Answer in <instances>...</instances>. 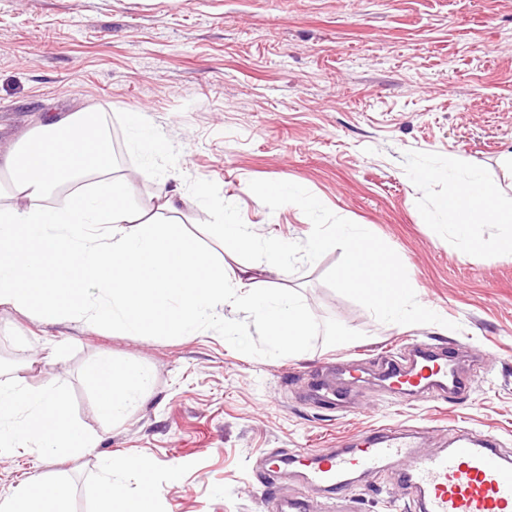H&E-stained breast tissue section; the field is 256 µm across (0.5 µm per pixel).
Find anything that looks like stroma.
<instances>
[{"label":"stroma","instance_id":"obj_1","mask_svg":"<svg viewBox=\"0 0 512 512\" xmlns=\"http://www.w3.org/2000/svg\"><path fill=\"white\" fill-rule=\"evenodd\" d=\"M87 108L118 134L113 174L135 218L152 215L158 185L131 146L132 112L166 145L155 169L186 198L175 224L228 266L242 260L201 230L208 215L187 179L214 181L256 234L301 242L312 223L300 208L269 210L248 187L294 182L392 247L418 302L445 323H382L334 292L322 277L338 248L271 278L311 315L307 346L292 355L244 312L230 315L250 330L238 351L220 324L125 336L104 321L51 325L0 306V351L12 356L0 377L20 366L31 387L64 386L72 415L98 436L81 456H1L0 492L40 476L65 489L70 512H99V460L115 456L148 463L123 483L130 501L143 500L144 479L157 486L146 512H275L299 487L291 469L263 475L276 450L391 426L416 431L426 451L462 430L492 434L512 455V256L494 248V224L475 227L490 249L465 251L437 216L447 182L423 188L411 175L455 158L512 198L500 166L512 152V0H0V153L48 115ZM413 339L453 345L468 390L398 398L383 388L381 357ZM101 355L154 373L144 405L119 425L97 414L85 381ZM353 360L362 379L346 406L318 402L313 379L342 383ZM399 473L356 476L343 512H404Z\"/></svg>","mask_w":512,"mask_h":512}]
</instances>
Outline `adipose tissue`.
I'll list each match as a JSON object with an SVG mask.
<instances>
[{
  "label": "adipose tissue",
  "instance_id": "obj_1",
  "mask_svg": "<svg viewBox=\"0 0 512 512\" xmlns=\"http://www.w3.org/2000/svg\"><path fill=\"white\" fill-rule=\"evenodd\" d=\"M69 154L71 182L77 183L60 203L47 200L58 187L60 154ZM112 147L96 114L75 112L32 129L0 161V305L36 307L50 324L105 320L126 336L164 333L194 335L204 324L220 322L237 349H245L249 333L224 318L225 307L250 312L266 333L270 346L281 353L301 350L310 333V316L298 294L272 288L269 275L291 253L289 245L269 243L265 278L228 273L221 256L201 249L177 228L163 223L178 214L184 197L163 193L160 219L134 223L121 182L112 178ZM448 194L438 213L455 237L467 247L480 246L472 228L496 224L507 228L501 237L504 254H512V202H506L498 183L476 165L449 161ZM25 235L27 250L16 245ZM62 250L73 276L96 272L97 293L103 303L83 295L76 301L56 300L57 287L42 265L27 261V252L50 254ZM198 263L208 273L203 287L180 279L178 265ZM26 278L30 290L18 286ZM99 387L100 412L120 422L140 408L149 392L150 368L100 358L89 369ZM55 414L57 427L46 434L41 420ZM97 437L69 413L64 388L36 389L23 375L0 381V454L19 448L38 457L82 454L96 447ZM40 478L0 495V512H67L64 492L52 500L38 493Z\"/></svg>",
  "mask_w": 512,
  "mask_h": 512
}]
</instances>
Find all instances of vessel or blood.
I'll use <instances>...</instances> for the list:
<instances>
[{
  "mask_svg": "<svg viewBox=\"0 0 512 512\" xmlns=\"http://www.w3.org/2000/svg\"><path fill=\"white\" fill-rule=\"evenodd\" d=\"M455 359L452 348L417 343L404 361L386 363L384 377L393 389L459 394L467 381L457 375ZM356 440L353 448L330 444L304 448L287 458L272 455L265 465L277 471L287 461L299 464L306 485L326 489L339 502L346 498L353 474L406 460L410 466L403 483L416 512H512V458L500 452L493 435L465 432L450 448L433 454L415 453L411 432L373 428Z\"/></svg>",
  "mask_w": 512,
  "mask_h": 512,
  "instance_id": "1",
  "label": "vessel or blood"
}]
</instances>
